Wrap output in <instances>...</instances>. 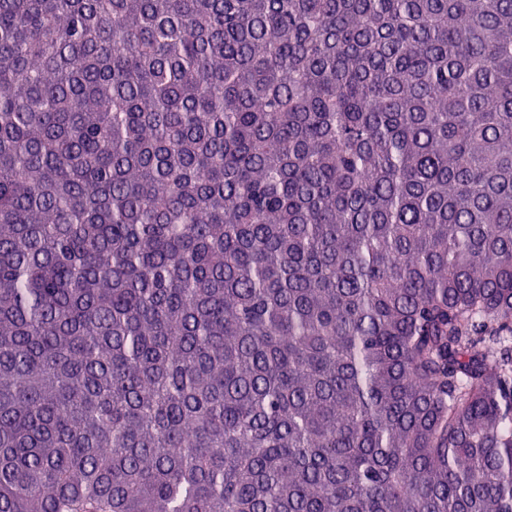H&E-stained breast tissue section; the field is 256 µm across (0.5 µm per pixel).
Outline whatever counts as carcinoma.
<instances>
[{"mask_svg": "<svg viewBox=\"0 0 512 512\" xmlns=\"http://www.w3.org/2000/svg\"><path fill=\"white\" fill-rule=\"evenodd\" d=\"M0 512H512V0H0Z\"/></svg>", "mask_w": 512, "mask_h": 512, "instance_id": "carcinoma-1", "label": "carcinoma"}]
</instances>
